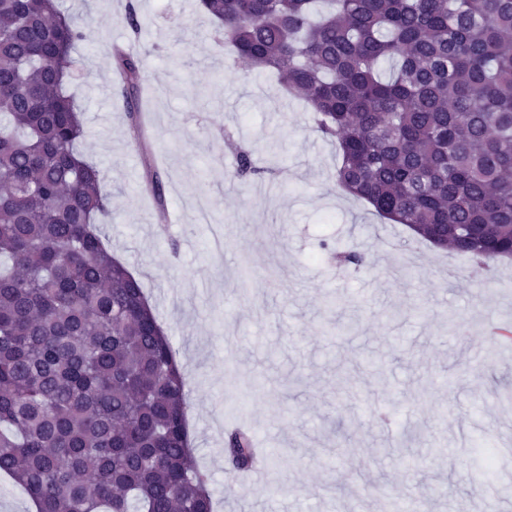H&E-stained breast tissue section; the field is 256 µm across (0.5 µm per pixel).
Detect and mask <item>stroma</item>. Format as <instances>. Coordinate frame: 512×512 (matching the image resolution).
I'll use <instances>...</instances> for the list:
<instances>
[{
    "instance_id": "35a3bbf8",
    "label": "stroma",
    "mask_w": 512,
    "mask_h": 512,
    "mask_svg": "<svg viewBox=\"0 0 512 512\" xmlns=\"http://www.w3.org/2000/svg\"><path fill=\"white\" fill-rule=\"evenodd\" d=\"M67 86L85 118L111 211L102 235L140 279L186 377L195 461L214 512H512V356L479 365L512 332V260L475 275L462 255L381 219L336 185L335 142L270 72L234 63L193 0H87ZM144 25L134 34L128 9ZM141 38L140 132L109 89L113 49ZM258 176L232 179L236 148ZM161 175V223L144 171ZM363 254L343 265L334 251ZM373 361L361 395L337 367ZM248 423L263 482L224 461Z\"/></svg>"
}]
</instances>
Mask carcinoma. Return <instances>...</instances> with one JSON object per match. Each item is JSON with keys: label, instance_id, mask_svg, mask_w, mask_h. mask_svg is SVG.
Here are the masks:
<instances>
[{"label": "carcinoma", "instance_id": "carcinoma-1", "mask_svg": "<svg viewBox=\"0 0 512 512\" xmlns=\"http://www.w3.org/2000/svg\"><path fill=\"white\" fill-rule=\"evenodd\" d=\"M234 60L300 93L337 185L477 264L512 258V0H197ZM59 0H0V472L36 512H212L185 377L106 245L110 197L65 89ZM127 104L142 61L117 54ZM232 467L255 452L233 433Z\"/></svg>", "mask_w": 512, "mask_h": 512}]
</instances>
